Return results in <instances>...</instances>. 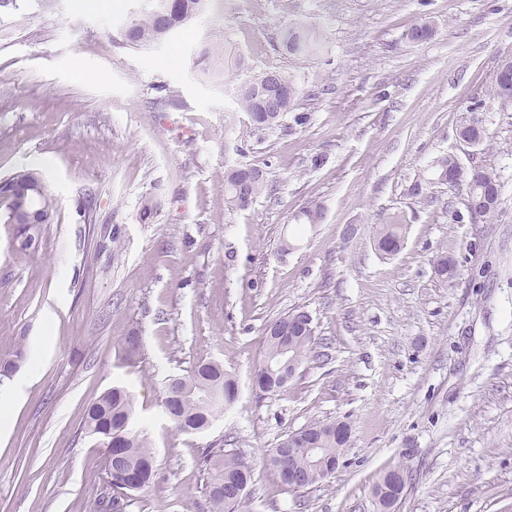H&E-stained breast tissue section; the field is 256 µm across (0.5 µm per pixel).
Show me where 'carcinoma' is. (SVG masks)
I'll use <instances>...</instances> for the list:
<instances>
[{
  "label": "carcinoma",
  "instance_id": "carcinoma-1",
  "mask_svg": "<svg viewBox=\"0 0 512 512\" xmlns=\"http://www.w3.org/2000/svg\"><path fill=\"white\" fill-rule=\"evenodd\" d=\"M206 0H170L166 18L152 10H145L134 17L130 33L124 39L127 45L141 49L155 45L168 37L165 27L175 31L194 22L205 12ZM435 33L432 21L422 19L408 29L407 38L412 42L427 41ZM283 50L295 58H306L314 54L320 43L319 32L311 25L294 23L285 26L280 33ZM299 95L291 76L277 67L269 68L239 85L238 103L258 129L269 130L281 126L284 116L290 112ZM485 97L501 105L512 104V77L496 70L495 76L485 91ZM461 142L470 148L481 147L486 138L482 122L471 117L458 130ZM15 186L12 195L0 199L3 216H24L35 208H41L40 220L50 224L54 220L57 202L46 188L44 177L35 169H21L8 177ZM432 182L450 188H462L467 199L486 201L479 212L478 220L489 223L495 217L500 196V184L493 169L470 167L460 162L457 156L448 155L435 166ZM264 171L255 166H242L230 171L224 190L227 202L241 208L243 199H256L265 190ZM408 224L405 216L394 213L375 229V249L385 257L396 255L405 241ZM436 273L451 278L456 264L446 255L433 260ZM266 355L258 369L256 387L260 394L282 391L287 381L277 376L279 367L288 359L297 365L314 353L317 344L313 326H292L285 335L265 332ZM119 354L126 362L140 358L143 336L137 329L129 330L118 342ZM26 360L24 345L0 358V382L11 378ZM237 396V385L224 365L218 362H201L185 374L168 379L165 385L162 406L174 426L186 433L198 432L210 426L224 406L233 403ZM134 406L131 395L121 387H113L88 406L84 421L85 433L102 448L104 465L112 469L111 492L99 498V505L107 512H125L132 496L141 493L154 483L157 469L154 454L147 438L131 427ZM349 428L345 422L334 419L317 420L282 438L277 447L325 448L327 453L318 459L297 457V465L303 470L324 469L336 464V457L343 456L348 447ZM203 465L208 474L206 494L210 512H248L249 494L234 493L231 484L237 470H243L242 481H251V470L234 449L207 448L202 454ZM134 471L136 482L124 479L123 474Z\"/></svg>",
  "mask_w": 512,
  "mask_h": 512
}]
</instances>
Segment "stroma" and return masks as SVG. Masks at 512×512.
Here are the masks:
<instances>
[{
	"label": "stroma",
	"instance_id": "obj_1",
	"mask_svg": "<svg viewBox=\"0 0 512 512\" xmlns=\"http://www.w3.org/2000/svg\"><path fill=\"white\" fill-rule=\"evenodd\" d=\"M137 6L0 10V180L39 170L57 200L37 251L12 248L0 221V355L29 354L0 431V512H94L106 474L83 414L116 385L158 468L126 512H209L210 446L250 465V512H379L374 489L399 468L394 512H512V107L485 101L512 55V0H208L150 49L120 41ZM424 17L434 37L408 42ZM296 22L322 35L306 59L280 48ZM214 43L226 58L202 60ZM271 66L299 96L282 127L260 130L236 88ZM470 116L487 133L476 152L457 136ZM449 154L497 173L492 223L472 221L465 192L431 184ZM246 164L268 187L240 210L224 175ZM147 197L161 207L146 223ZM316 205L319 224L299 220ZM398 212L409 229L387 259L375 226ZM440 254L453 278L435 273ZM296 309L316 352L283 391L258 395L264 327ZM133 328L144 347L128 363L118 342ZM208 361L238 396L208 431H178L165 382ZM336 418L351 429L345 466L288 490L267 450Z\"/></svg>",
	"mask_w": 512,
	"mask_h": 512
}]
</instances>
